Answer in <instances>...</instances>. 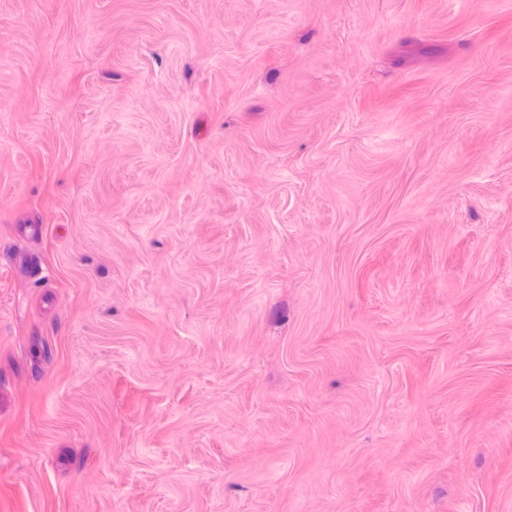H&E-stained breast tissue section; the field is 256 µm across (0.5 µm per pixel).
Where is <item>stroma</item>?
<instances>
[{
    "mask_svg": "<svg viewBox=\"0 0 512 512\" xmlns=\"http://www.w3.org/2000/svg\"><path fill=\"white\" fill-rule=\"evenodd\" d=\"M0 512H512V0H0Z\"/></svg>",
    "mask_w": 512,
    "mask_h": 512,
    "instance_id": "obj_1",
    "label": "stroma"
}]
</instances>
